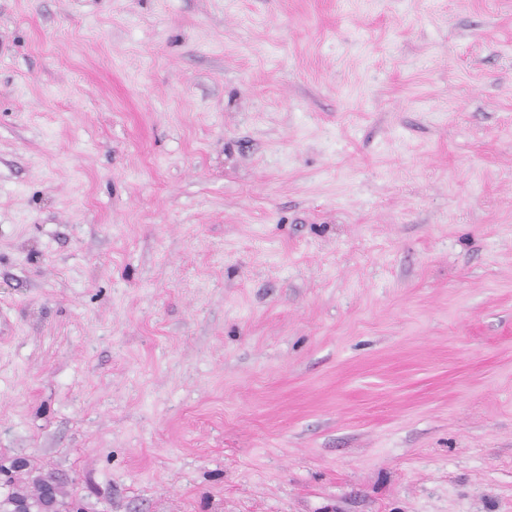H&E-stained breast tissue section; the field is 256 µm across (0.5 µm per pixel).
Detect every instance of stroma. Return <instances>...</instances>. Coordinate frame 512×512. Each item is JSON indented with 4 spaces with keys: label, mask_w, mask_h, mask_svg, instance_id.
<instances>
[{
    "label": "stroma",
    "mask_w": 512,
    "mask_h": 512,
    "mask_svg": "<svg viewBox=\"0 0 512 512\" xmlns=\"http://www.w3.org/2000/svg\"><path fill=\"white\" fill-rule=\"evenodd\" d=\"M92 512H512V0H0V459Z\"/></svg>",
    "instance_id": "35a3bbf8"
}]
</instances>
